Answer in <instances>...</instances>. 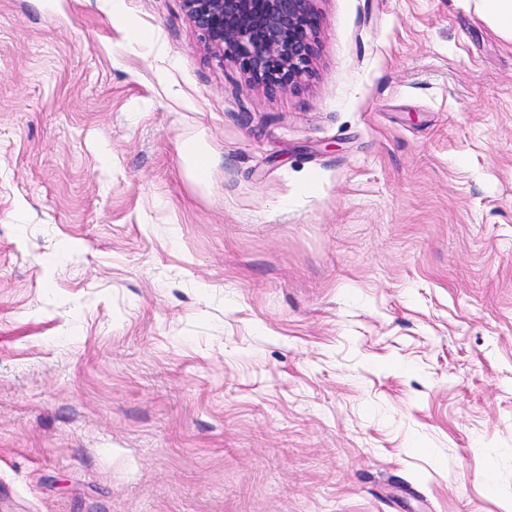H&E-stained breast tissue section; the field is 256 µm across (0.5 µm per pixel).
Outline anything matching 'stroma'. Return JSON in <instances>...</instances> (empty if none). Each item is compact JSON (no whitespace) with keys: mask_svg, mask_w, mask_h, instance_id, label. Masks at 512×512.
<instances>
[{"mask_svg":"<svg viewBox=\"0 0 512 512\" xmlns=\"http://www.w3.org/2000/svg\"><path fill=\"white\" fill-rule=\"evenodd\" d=\"M315 7L270 94L181 0H0V512H512V43Z\"/></svg>","mask_w":512,"mask_h":512,"instance_id":"1","label":"stroma"}]
</instances>
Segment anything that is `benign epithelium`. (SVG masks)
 <instances>
[{
	"mask_svg": "<svg viewBox=\"0 0 512 512\" xmlns=\"http://www.w3.org/2000/svg\"><path fill=\"white\" fill-rule=\"evenodd\" d=\"M181 2L193 31L218 62L266 91H292L312 76L320 28L315 0Z\"/></svg>",
	"mask_w": 512,
	"mask_h": 512,
	"instance_id": "benign-epithelium-1",
	"label": "benign epithelium"
}]
</instances>
